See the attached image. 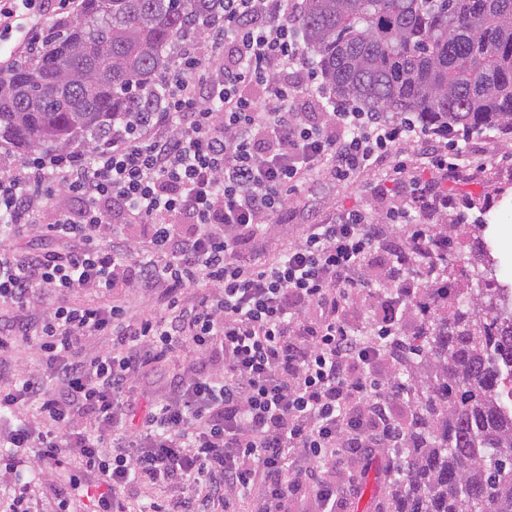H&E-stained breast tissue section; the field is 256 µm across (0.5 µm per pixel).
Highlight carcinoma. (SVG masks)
<instances>
[{"mask_svg": "<svg viewBox=\"0 0 512 512\" xmlns=\"http://www.w3.org/2000/svg\"><path fill=\"white\" fill-rule=\"evenodd\" d=\"M224 0H79L70 24L34 34L0 76V143L20 155L106 137L155 95L177 36ZM320 79L367 112L410 113L437 137L512 128V0H303L298 19ZM428 257L405 263L427 284L448 270L451 231L433 225ZM439 288L419 310L404 364L420 392L389 512H512V288L486 279Z\"/></svg>", "mask_w": 512, "mask_h": 512, "instance_id": "cac0c4a2", "label": "carcinoma"}]
</instances>
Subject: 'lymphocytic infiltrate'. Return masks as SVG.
Instances as JSON below:
<instances>
[{
	"mask_svg": "<svg viewBox=\"0 0 512 512\" xmlns=\"http://www.w3.org/2000/svg\"><path fill=\"white\" fill-rule=\"evenodd\" d=\"M75 0H0V39H27ZM301 0H224L181 36L157 94L113 123L92 147L21 156L0 152V236L31 235L46 249H0V466L36 457L42 473L78 458L64 498L92 512H125L133 484L182 492L146 512H289L310 496L314 512H339L326 469L386 451L399 463L406 420L393 407L406 386L390 381L388 344L398 313L428 294L401 267L430 249L428 213L466 206L434 174L448 144L412 115L367 112L319 82L300 43ZM318 99L309 109L307 94ZM380 170V212L344 209L301 225L288 249L259 260L293 217L304 185L354 181ZM398 224L412 232L392 239ZM381 250L370 267L367 255ZM389 293L368 330L343 319L375 280ZM206 282V293L189 288ZM124 288L153 310L82 304L80 293ZM108 337L111 347L85 343ZM36 361L19 368L17 344ZM191 359L165 393L137 383L182 351ZM32 407L41 425L22 419ZM99 474L96 483L88 482Z\"/></svg>",
	"mask_w": 512,
	"mask_h": 512,
	"instance_id": "f902f5d3",
	"label": "lymphocytic infiltrate"
}]
</instances>
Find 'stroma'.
<instances>
[{
    "label": "stroma",
    "instance_id": "stroma-1",
    "mask_svg": "<svg viewBox=\"0 0 512 512\" xmlns=\"http://www.w3.org/2000/svg\"><path fill=\"white\" fill-rule=\"evenodd\" d=\"M458 147L465 158L460 168L448 178L447 185L454 193L470 198L473 208L464 224L457 222L455 211L447 213L448 221L454 224L453 249L448 254V282L454 288L471 287V272L465 258L470 254L469 242L475 225L485 224L493 240L494 255L501 262L498 278L511 283L512 132L504 130L475 137L459 142ZM381 177L380 171L371 170L346 185L325 180L301 188L288 201L295 224L271 238L269 254L287 247L296 236V225L320 223L329 213L341 208L359 207L371 212L386 208L389 198L377 193ZM388 468L389 461L383 455L351 466L355 489L344 501L345 512H383L390 482ZM36 469L35 463L27 462L18 473L0 472V512H9L8 505L20 481L27 485L29 512H89L91 505L84 499H71L65 509L60 506L61 491L69 481V470L40 475Z\"/></svg>",
    "mask_w": 512,
    "mask_h": 512
}]
</instances>
